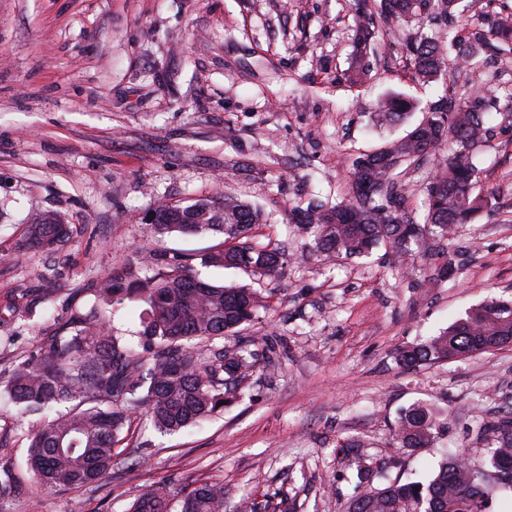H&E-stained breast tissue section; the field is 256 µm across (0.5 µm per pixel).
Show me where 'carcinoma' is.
Returning <instances> with one entry per match:
<instances>
[{
    "instance_id": "carcinoma-1",
    "label": "carcinoma",
    "mask_w": 512,
    "mask_h": 512,
    "mask_svg": "<svg viewBox=\"0 0 512 512\" xmlns=\"http://www.w3.org/2000/svg\"><path fill=\"white\" fill-rule=\"evenodd\" d=\"M458 0H381L380 15L421 16L437 10L452 15ZM375 29L359 24L354 31L359 52L370 47ZM456 55L473 70L493 49H512V21L498 19L484 33H473L464 46L450 40ZM410 61L426 80L446 74L449 52L428 41L407 46ZM438 108L405 137L362 152L350 168V190L334 204L312 199L293 211L298 223L318 228V251L325 257H360L387 244L399 264L416 256L413 246L428 232L442 242L453 227L472 224L495 207L493 193L474 192L479 169L476 151L489 136L486 114L492 107L512 112V98L502 104L483 92L460 97L452 91ZM409 98L391 94L378 104L379 117L396 124L414 111ZM431 160L434 174L423 191L424 223L408 212L403 177L415 164ZM155 237L211 234L223 237L221 248L204 263L229 266L260 276H275L284 266L278 244H259L252 230L263 223L261 210L237 197L199 198L187 205L155 209ZM31 245L62 248L72 242L64 218L45 212L27 228ZM451 254L440 248L434 276L448 278ZM92 305L72 310L65 325L39 348L0 377V399L22 414L63 406L29 436L26 466L33 483L44 489L75 488L100 482L112 471L115 445L129 429L131 415L143 413L154 428L183 431L221 412L237 383L253 369L239 350L198 343L236 334L263 308L258 293L246 286L198 281L191 258L155 259L153 266L125 262L91 289ZM138 310L139 341L131 345L115 335L111 314L116 305ZM512 339V299L492 298L470 308L438 335L399 353L406 366L447 361L495 347ZM436 422L425 405L398 420L395 436L404 448H424ZM491 441L476 461L465 454L442 460L429 479L404 481L378 476L383 487L358 494L349 512H487L493 490L512 494V411L483 427ZM15 475L11 450L0 448V512L24 494ZM224 512V484L175 485L163 480L135 498L127 512Z\"/></svg>"
}]
</instances>
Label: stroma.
Segmentation results:
<instances>
[{
  "mask_svg": "<svg viewBox=\"0 0 512 512\" xmlns=\"http://www.w3.org/2000/svg\"><path fill=\"white\" fill-rule=\"evenodd\" d=\"M486 0H461L460 34L489 29ZM361 0H0V372L91 303L113 265L187 254L202 279L266 298L259 320L225 336L254 368L224 410L163 434L133 415L111 474L82 488L36 491L9 512H126L154 483L219 481L224 512H349L365 477L430 476L450 452L476 457L477 426L512 409V346L405 367L401 348L437 335L471 307L512 298V115H498L477 156L479 188L498 205L447 241L446 281L431 280L432 238L406 269L387 245L326 266L295 202H335L350 188V154L403 136L453 82L457 93L512 94V51L482 56L479 75L419 81L406 55L450 25L383 24L360 60ZM357 69L367 75L348 81ZM389 93L413 97L407 120L371 114ZM234 195L261 206L257 241L286 251L278 275L204 264L211 235L154 238L142 217L159 203ZM53 211L73 241L28 246L33 215ZM430 405V447L394 437L399 414ZM41 418L0 403V446L25 476L28 433Z\"/></svg>",
  "mask_w": 512,
  "mask_h": 512,
  "instance_id": "1",
  "label": "stroma"
}]
</instances>
